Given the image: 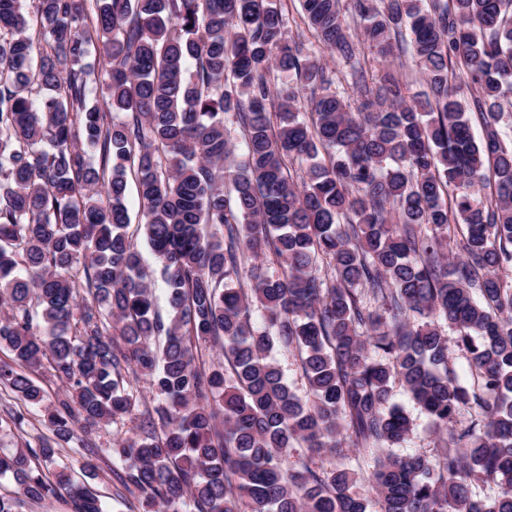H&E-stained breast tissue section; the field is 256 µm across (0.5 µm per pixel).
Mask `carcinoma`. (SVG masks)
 Returning a JSON list of instances; mask_svg holds the SVG:
<instances>
[{"label":"carcinoma","instance_id":"obj_1","mask_svg":"<svg viewBox=\"0 0 512 512\" xmlns=\"http://www.w3.org/2000/svg\"><path fill=\"white\" fill-rule=\"evenodd\" d=\"M300 6L315 46L286 37L281 0H0V390L26 408L0 429L25 432L36 410L52 433L0 454L18 488L0 512L63 494L104 512L41 469L70 443L119 461L143 512H512V0ZM348 16L382 58L409 46L424 99L392 70L366 83ZM130 173L166 319L128 232ZM209 342L224 357L210 370ZM42 369L66 386L55 401ZM142 376L162 435L96 443ZM396 384L441 436L434 453L390 452L411 426ZM345 442L370 470L316 462ZM270 355L280 366L289 388L300 396L306 395V383L298 358L278 346L273 348Z\"/></svg>","mask_w":512,"mask_h":512}]
</instances>
